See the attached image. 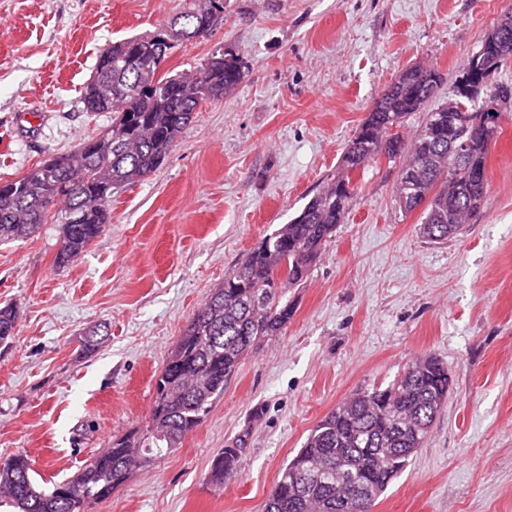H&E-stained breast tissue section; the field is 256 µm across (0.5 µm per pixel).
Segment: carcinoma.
<instances>
[{"mask_svg":"<svg viewBox=\"0 0 512 512\" xmlns=\"http://www.w3.org/2000/svg\"><path fill=\"white\" fill-rule=\"evenodd\" d=\"M224 21V0H191L170 25L147 35L112 43L96 63L98 79L84 87L88 112L112 113V124L95 138L52 157L53 170L40 164L17 180L0 182V243L33 237L48 223L49 207L63 202L55 265L82 254L110 222L112 193L154 173L173 149L192 114L222 98L245 79L240 57L218 51L192 70H163L171 51L200 31ZM479 53L504 64L512 59V14L500 19ZM434 67L404 71L377 101L345 149L342 164L324 192L300 213L263 237L238 267L224 277L189 320L156 384L150 425L141 437H122L86 460L72 480L41 488L27 457L17 453L0 466V508L8 512H85L106 499L133 470L180 447L224 395V384L261 340L277 336L294 314L285 289L302 285L312 263L345 223L355 193L350 173L380 156H405L399 180V207L423 208L421 230L440 242L456 234L487 193L489 151L481 141L465 149L462 164L448 170L450 107L474 111L475 101L454 93L431 110L413 140L401 128L406 117L435 95L442 82ZM18 307H0V343L14 335ZM452 385L448 366L436 356L411 362L385 388L360 390L326 415L302 448L281 469L265 512H361L387 489L423 447ZM242 444L215 456V484L237 473Z\"/></svg>","mask_w":512,"mask_h":512,"instance_id":"1","label":"carcinoma"}]
</instances>
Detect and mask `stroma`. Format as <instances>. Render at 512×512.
Returning a JSON list of instances; mask_svg holds the SVG:
<instances>
[{
  "instance_id": "obj_1",
  "label": "stroma",
  "mask_w": 512,
  "mask_h": 512,
  "mask_svg": "<svg viewBox=\"0 0 512 512\" xmlns=\"http://www.w3.org/2000/svg\"><path fill=\"white\" fill-rule=\"evenodd\" d=\"M187 0H0V180L102 133L82 90L112 42L147 34ZM512 0H224V22L166 69L211 52L247 75L203 104L163 165L112 196L111 219L64 267L59 227L0 244V459L38 482L75 477L148 427L167 357L205 297L252 247L326 190L347 144L408 67L443 75L435 101ZM487 158L488 193L457 236L428 240L404 213L401 159L365 163L350 212L289 289L295 313L242 360L180 448L86 512H263L283 466L344 398L434 355L452 376L431 433L371 512H512V103ZM102 339L93 351L89 331ZM242 441L237 477L211 462Z\"/></svg>"
}]
</instances>
